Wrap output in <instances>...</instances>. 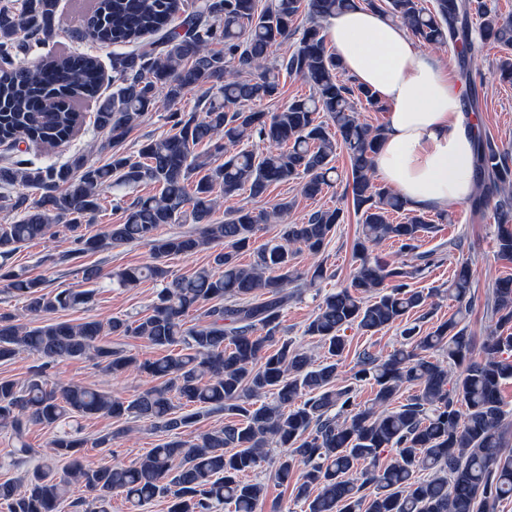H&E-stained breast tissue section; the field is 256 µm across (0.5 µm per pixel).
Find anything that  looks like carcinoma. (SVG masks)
<instances>
[{
    "label": "carcinoma",
    "instance_id": "carcinoma-1",
    "mask_svg": "<svg viewBox=\"0 0 512 512\" xmlns=\"http://www.w3.org/2000/svg\"><path fill=\"white\" fill-rule=\"evenodd\" d=\"M59 0H4L0 3V145L14 151L0 165V210L17 219L0 224V281L7 282L23 314H0V361L27 351L44 362L24 381L0 378V426L12 432L9 464L35 457L26 482L0 483V504L8 512H109L112 495L137 507L157 498L168 512H212L229 504L234 512H257L264 487L244 479L267 457L275 442L287 449L275 471L277 482L292 487L308 512H497L512 498V449L502 431L500 390L512 379V278L498 281L487 299L496 331L486 337L480 358L472 359L473 337L464 325L473 306L467 262H459L448 281L457 315L430 329L405 323L428 296L412 287L425 267L393 265L373 257L369 245L392 240L416 256L430 220L407 211L408 203L373 179L374 154L383 127L360 121L358 106L378 107L370 91L340 79V66L327 48L323 23L365 6L405 26L427 46L459 49V77L469 90L470 111L479 108L475 45L506 50L499 60L500 81L512 84V19L487 0H272L258 10L257 0H95L84 27L74 38L100 45L133 43L131 52H112V93L102 95L103 69L85 52L40 56L63 24ZM478 26H472V19ZM300 32L294 50L270 64L273 47ZM212 44L224 45L212 51ZM35 55V61L27 57ZM306 81L311 93L289 100L272 114L258 109L281 93L280 73ZM207 85L211 94L197 112L173 110L167 133L140 144L137 155L114 152L98 165L74 154L67 163L40 166L24 157L21 143L56 145L68 141L84 116L75 105L99 103L93 126L108 133L106 151L126 137L159 95L173 106L192 89ZM474 142V215L492 211L498 224L500 259L512 262V156L468 124ZM268 145L258 153L254 141ZM204 144L207 149L200 151ZM347 154L346 199L359 215L354 243L357 267L350 283L318 304L306 333L318 339L327 356L315 365L292 341L280 336L281 310L288 285L327 276L316 267L299 272L294 246L321 253L339 224L342 206L319 209L299 224L283 225L280 240L253 252L244 263L261 225L281 222L294 203L282 199L257 213L245 206L214 219L218 199L243 193L256 199L269 188L301 180V193L315 198L332 187L336 151ZM224 163L215 164L216 157ZM143 184L156 191L136 195ZM117 190L113 207L121 224L89 236L107 188ZM38 199L30 201V194ZM407 212L394 222V213ZM201 225L196 235L162 237L164 224L185 217ZM62 224L73 261L108 245L147 241L155 262L113 270L120 288L144 280L162 285L149 312L106 322L23 321L43 313L76 309L91 293L71 288L45 290L43 281L6 267L20 246L45 237ZM222 245L213 266L170 277L161 259ZM372 297L365 298V295ZM206 305L204 321L186 318ZM403 325L400 347L382 358L358 355L351 383L335 387L346 358L347 337L355 328L376 335ZM107 336H131L163 348L166 354L137 361L105 343ZM89 359L113 374L131 366L158 380L136 398L125 400L82 384L51 387L47 370L59 360ZM462 367L451 374V367ZM373 398L356 402L357 386ZM407 386L415 394L392 406ZM195 407L178 412L177 403ZM224 411V426L186 440L200 414ZM98 415L116 420L142 418L167 435L132 465L92 468L79 454L84 442L67 432L41 451L26 440L30 423L57 425L66 418ZM83 485L89 501L70 499Z\"/></svg>",
    "mask_w": 512,
    "mask_h": 512
}]
</instances>
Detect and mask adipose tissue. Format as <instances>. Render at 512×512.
I'll use <instances>...</instances> for the list:
<instances>
[{"label": "adipose tissue", "instance_id": "ef3b65f1", "mask_svg": "<svg viewBox=\"0 0 512 512\" xmlns=\"http://www.w3.org/2000/svg\"><path fill=\"white\" fill-rule=\"evenodd\" d=\"M327 36L343 70L390 107L374 156L378 176L415 210L469 201L476 188L472 142L459 121L461 92L444 62L364 7L337 15Z\"/></svg>", "mask_w": 512, "mask_h": 512}]
</instances>
